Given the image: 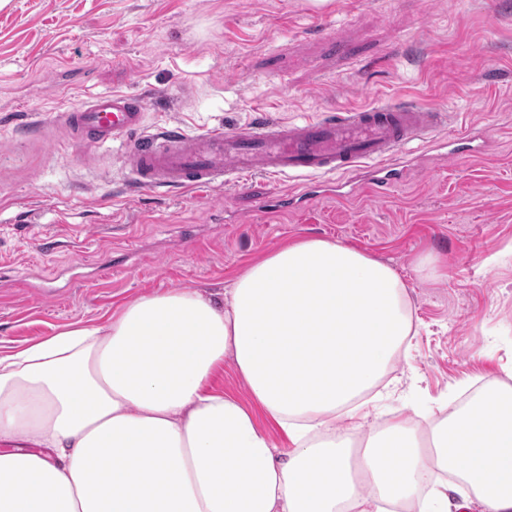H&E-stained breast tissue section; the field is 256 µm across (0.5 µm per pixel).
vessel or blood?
I'll use <instances>...</instances> for the list:
<instances>
[{
	"mask_svg": "<svg viewBox=\"0 0 512 512\" xmlns=\"http://www.w3.org/2000/svg\"><path fill=\"white\" fill-rule=\"evenodd\" d=\"M144 96L115 91L57 113L83 145L124 139L135 184L141 189L209 188L224 183L243 191L255 174L362 180L381 195L401 184L407 147L432 141L445 111L411 102L329 112L301 122H257L190 135L172 125L149 131Z\"/></svg>",
	"mask_w": 512,
	"mask_h": 512,
	"instance_id": "b4317fda",
	"label": "vessel or blood"
}]
</instances>
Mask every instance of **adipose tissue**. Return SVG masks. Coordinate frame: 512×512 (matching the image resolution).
Here are the masks:
<instances>
[{"instance_id": "obj_1", "label": "adipose tissue", "mask_w": 512, "mask_h": 512, "mask_svg": "<svg viewBox=\"0 0 512 512\" xmlns=\"http://www.w3.org/2000/svg\"><path fill=\"white\" fill-rule=\"evenodd\" d=\"M415 333L396 271L311 238L223 292L175 288L0 351V512H443L453 470L482 512H512V386L440 420L336 432ZM254 408L215 390L225 360ZM263 411L286 440L277 450Z\"/></svg>"}]
</instances>
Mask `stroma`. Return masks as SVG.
Instances as JSON below:
<instances>
[{"label": "stroma", "instance_id": "35a3bbf8", "mask_svg": "<svg viewBox=\"0 0 512 512\" xmlns=\"http://www.w3.org/2000/svg\"><path fill=\"white\" fill-rule=\"evenodd\" d=\"M112 90L199 134L415 101L440 140L495 156L410 161L381 196L338 178L252 176L246 193L139 191L122 140L74 143L56 114ZM335 239L390 265L418 328L387 414L442 417L512 368V0H0V348L104 323L168 288L223 290L284 244ZM439 258L437 278L419 266Z\"/></svg>", "mask_w": 512, "mask_h": 512}]
</instances>
